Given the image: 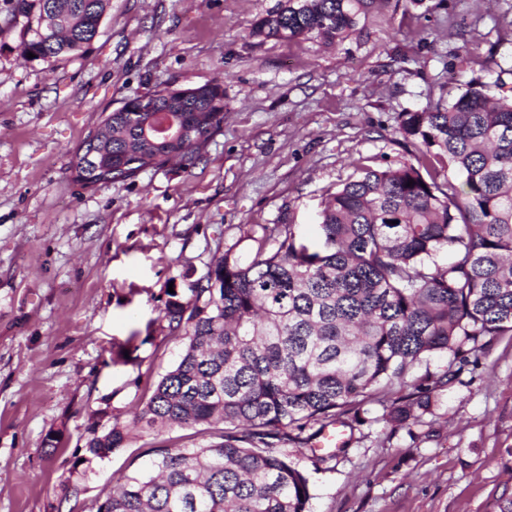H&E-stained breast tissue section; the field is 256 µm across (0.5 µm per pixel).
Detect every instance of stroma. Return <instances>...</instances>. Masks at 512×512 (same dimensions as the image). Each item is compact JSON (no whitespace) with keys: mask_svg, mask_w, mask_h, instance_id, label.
Wrapping results in <instances>:
<instances>
[{"mask_svg":"<svg viewBox=\"0 0 512 512\" xmlns=\"http://www.w3.org/2000/svg\"><path fill=\"white\" fill-rule=\"evenodd\" d=\"M280 0H112L85 52L24 57L0 19V512H98L141 452L86 442L131 421L181 340L169 289L222 250L251 260L254 225L315 238L327 193L356 166L409 160L400 115L451 100L464 58L512 88V0H391L341 45L249 37ZM224 84V123L188 167L109 187L68 162L102 116L157 88ZM343 430L335 458L296 454L308 512H487L512 493V334L468 355L417 422Z\"/></svg>","mask_w":512,"mask_h":512,"instance_id":"stroma-1","label":"stroma"}]
</instances>
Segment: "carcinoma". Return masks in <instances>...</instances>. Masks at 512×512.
<instances>
[{
	"label": "carcinoma",
	"instance_id": "carcinoma-1",
	"mask_svg": "<svg viewBox=\"0 0 512 512\" xmlns=\"http://www.w3.org/2000/svg\"><path fill=\"white\" fill-rule=\"evenodd\" d=\"M387 2L282 0L249 36L333 47ZM3 4L22 54L53 63L90 45L110 0ZM52 14L62 22L56 48L42 39ZM462 86L446 106L401 113L411 160L356 168L325 199L317 245L296 224H260L250 261L229 248L169 294L178 361L132 424L113 421L87 448L104 458L135 432L171 426L209 440L146 449L148 467L126 475L98 512H306L309 478L284 445L309 444L300 433L310 424L363 422L374 401L385 422H415L456 379L469 345L512 332V95L491 97L474 77ZM197 90L190 105L220 118L211 132L186 134L188 166L224 123L221 82ZM140 107L138 96L124 101L70 154L77 182L108 187L164 164L130 117ZM440 169L450 172L441 183ZM211 277L221 287L202 282ZM435 353L450 356L448 370L404 393L408 370Z\"/></svg>",
	"mask_w": 512,
	"mask_h": 512
}]
</instances>
